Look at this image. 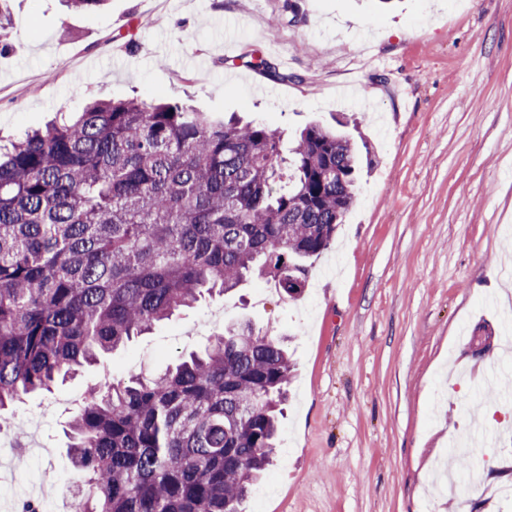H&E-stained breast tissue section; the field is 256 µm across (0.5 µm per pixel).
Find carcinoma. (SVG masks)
<instances>
[{"instance_id": "1", "label": "carcinoma", "mask_w": 512, "mask_h": 512, "mask_svg": "<svg viewBox=\"0 0 512 512\" xmlns=\"http://www.w3.org/2000/svg\"><path fill=\"white\" fill-rule=\"evenodd\" d=\"M357 144L177 100L95 99L0 150V427L8 406L268 275L291 298L355 200ZM283 341L229 325L201 355L92 388L66 423L77 512H240L276 452Z\"/></svg>"}]
</instances>
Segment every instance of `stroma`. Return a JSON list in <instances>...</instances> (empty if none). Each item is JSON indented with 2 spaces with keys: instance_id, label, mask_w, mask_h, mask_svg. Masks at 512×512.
Returning <instances> with one entry per match:
<instances>
[{
  "instance_id": "stroma-1",
  "label": "stroma",
  "mask_w": 512,
  "mask_h": 512,
  "mask_svg": "<svg viewBox=\"0 0 512 512\" xmlns=\"http://www.w3.org/2000/svg\"><path fill=\"white\" fill-rule=\"evenodd\" d=\"M8 0L0 139L93 98L179 99L295 135L358 120L355 202L303 293L201 299L0 431V512L74 478L71 403L250 321L293 362L278 456L242 512H512V0ZM260 54L277 76L242 66Z\"/></svg>"
}]
</instances>
